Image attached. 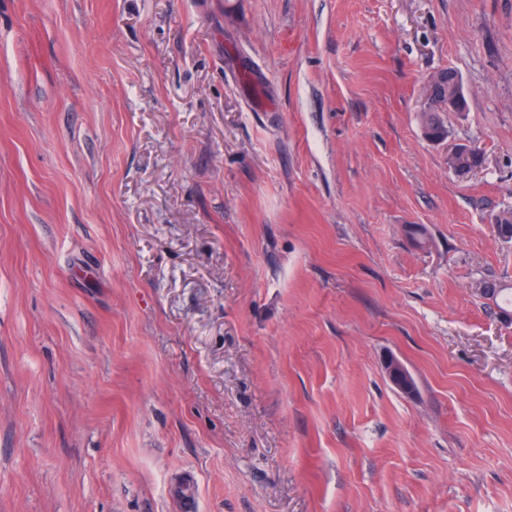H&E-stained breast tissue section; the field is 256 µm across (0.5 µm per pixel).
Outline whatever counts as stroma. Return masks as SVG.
Returning a JSON list of instances; mask_svg holds the SVG:
<instances>
[{
	"instance_id": "35a3bbf8",
	"label": "stroma",
	"mask_w": 512,
	"mask_h": 512,
	"mask_svg": "<svg viewBox=\"0 0 512 512\" xmlns=\"http://www.w3.org/2000/svg\"><path fill=\"white\" fill-rule=\"evenodd\" d=\"M507 211L512 0H0V512H512Z\"/></svg>"
}]
</instances>
